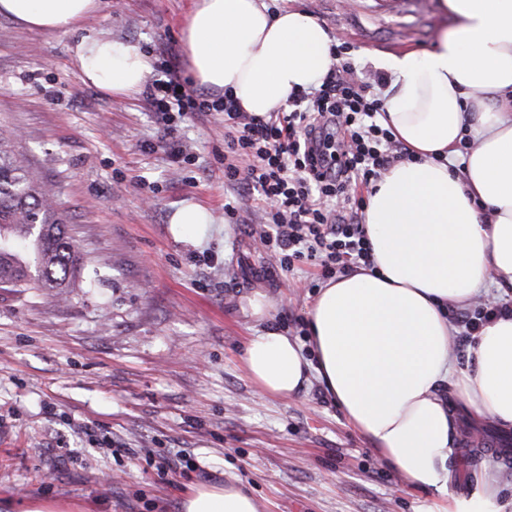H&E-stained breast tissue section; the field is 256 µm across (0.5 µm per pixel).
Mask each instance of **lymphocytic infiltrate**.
<instances>
[{"label": "lymphocytic infiltrate", "instance_id": "1", "mask_svg": "<svg viewBox=\"0 0 512 512\" xmlns=\"http://www.w3.org/2000/svg\"><path fill=\"white\" fill-rule=\"evenodd\" d=\"M345 51L334 47L335 61L318 89L295 92L286 110L263 116L242 112L232 94L215 98L190 89L168 47L158 52L161 78L144 91L168 136L177 114L223 113L224 181L237 189L224 213L239 224L248 202L259 205L260 246L285 272L302 260L326 278L371 266L359 191L409 156L379 124L383 102L344 60Z\"/></svg>", "mask_w": 512, "mask_h": 512}]
</instances>
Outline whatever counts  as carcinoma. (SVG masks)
I'll return each mask as SVG.
<instances>
[{
    "label": "carcinoma",
    "instance_id": "1",
    "mask_svg": "<svg viewBox=\"0 0 512 512\" xmlns=\"http://www.w3.org/2000/svg\"><path fill=\"white\" fill-rule=\"evenodd\" d=\"M83 264L48 191L0 135V288H46L62 297Z\"/></svg>",
    "mask_w": 512,
    "mask_h": 512
}]
</instances>
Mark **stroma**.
Instances as JSON below:
<instances>
[{
    "mask_svg": "<svg viewBox=\"0 0 512 512\" xmlns=\"http://www.w3.org/2000/svg\"><path fill=\"white\" fill-rule=\"evenodd\" d=\"M395 17L386 0H264L324 24L373 81L379 53L420 51L449 17L438 0ZM194 0H101L68 35L20 28L0 15V130L14 138L84 256L65 297L0 288V501L74 502L83 512H180L200 485L238 481L263 512H427L430 491L404 485L373 443L310 378L293 397L261 394L241 361L252 336L297 339L319 268L285 274L262 252L253 208L224 217V116L185 114L165 138L144 95L85 85L74 47L104 33L139 49L172 44ZM176 140L191 157L175 161ZM192 203L213 221L173 234ZM217 257L199 264L196 253ZM273 308L253 317L248 300ZM450 484L469 494L484 468L512 495V446L456 403ZM190 460L168 470L177 452Z\"/></svg>",
    "mask_w": 512,
    "mask_h": 512,
    "instance_id": "1",
    "label": "stroma"
}]
</instances>
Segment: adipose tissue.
<instances>
[{
    "label": "adipose tissue",
    "mask_w": 512,
    "mask_h": 512,
    "mask_svg": "<svg viewBox=\"0 0 512 512\" xmlns=\"http://www.w3.org/2000/svg\"><path fill=\"white\" fill-rule=\"evenodd\" d=\"M453 20L432 49L387 54L393 78L381 120L408 149L374 184L364 222L373 264L327 281L308 310L314 359L288 336L250 337L242 363L260 393L290 397L316 375L348 423L412 487L433 491L428 512H503L499 484L449 488L456 423L451 396L477 418L512 429V312L476 333L471 364L454 354L450 308L512 293V0H439ZM98 0H0L19 25L69 34ZM197 84L231 91L265 115L292 92L321 85L333 39L311 16L268 13L263 0H195L184 31ZM83 80L135 96L149 55L105 34L75 48ZM181 512H261L243 485L202 486Z\"/></svg>",
    "instance_id": "obj_1"
}]
</instances>
